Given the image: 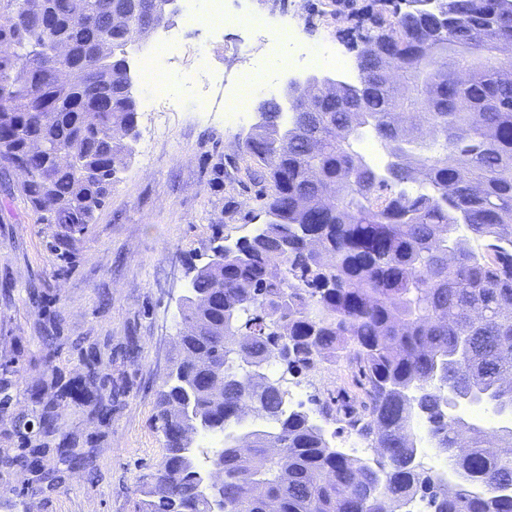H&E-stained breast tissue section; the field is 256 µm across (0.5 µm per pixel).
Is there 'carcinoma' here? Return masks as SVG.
<instances>
[{
    "label": "carcinoma",
    "instance_id": "1",
    "mask_svg": "<svg viewBox=\"0 0 512 512\" xmlns=\"http://www.w3.org/2000/svg\"><path fill=\"white\" fill-rule=\"evenodd\" d=\"M396 12L357 56L359 85L316 87L315 112L282 120L275 103L244 138L270 183L269 221L224 247L191 280L203 306L185 305L178 354L157 397L165 454L134 512H212L202 491L222 468V512H403L419 492L432 512H512V448L486 441L512 428L481 427L448 413V392H483L512 413V0H436ZM120 0H0V172L23 166L17 185L40 224L67 242L94 223L126 169L137 101L127 47L106 23ZM462 46L453 59L443 43ZM73 45L66 62L57 42ZM375 138L387 165L357 150ZM424 173L427 189L393 186ZM483 242L480 257L470 240ZM341 360L364 399L333 409L378 449L377 466L329 446L309 415L288 409V385L265 367L299 373ZM86 398L107 418L112 392ZM47 433L57 403L30 394ZM270 430H238L246 417ZM457 470L448 488L416 463L415 422ZM224 447L193 449L191 423ZM62 463L91 457L62 435Z\"/></svg>",
    "mask_w": 512,
    "mask_h": 512
}]
</instances>
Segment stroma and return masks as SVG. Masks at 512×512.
<instances>
[{"label": "stroma", "instance_id": "stroma-1", "mask_svg": "<svg viewBox=\"0 0 512 512\" xmlns=\"http://www.w3.org/2000/svg\"><path fill=\"white\" fill-rule=\"evenodd\" d=\"M239 8L271 16L288 10L307 40L331 38L348 63L341 79L353 85L362 42L387 15L379 0H240ZM241 36L229 22L217 34L184 26L168 89L181 93L197 47L213 69L233 74ZM246 133L206 118L183 95L165 139L150 155H133L94 224L63 248L55 225L38 223L18 195L15 175H0V382L9 398L0 409V456L23 453L39 462L35 471L0 465V512H134L164 455L157 391L183 330L180 299L218 246L268 220L270 186L251 176L260 164L243 148ZM92 351L117 388L106 421L67 394ZM288 386L293 405L321 425L331 447L344 449L350 427L324 419L320 406L359 395L346 363L296 374ZM34 388L59 401L62 431L90 453L92 468L62 465L57 438L33 431L21 441L16 425L31 411ZM41 470L57 472L59 482L35 496L30 486Z\"/></svg>", "mask_w": 512, "mask_h": 512}]
</instances>
